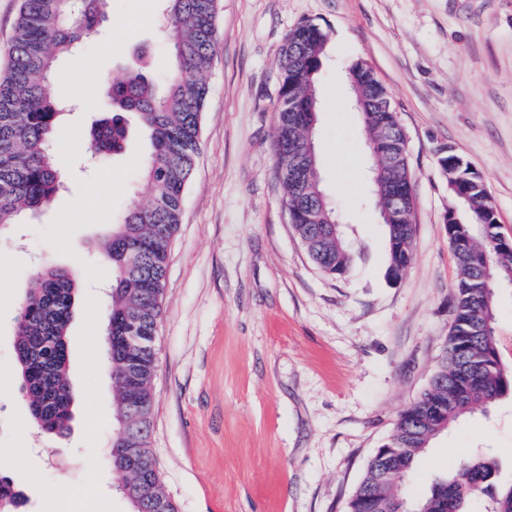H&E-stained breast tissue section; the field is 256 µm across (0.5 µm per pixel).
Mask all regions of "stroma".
Masks as SVG:
<instances>
[{"mask_svg":"<svg viewBox=\"0 0 512 512\" xmlns=\"http://www.w3.org/2000/svg\"><path fill=\"white\" fill-rule=\"evenodd\" d=\"M150 21L130 25L137 5ZM219 43L208 74L200 150L172 241L157 327L150 446L179 512H345L363 469L399 412L427 388L441 359L458 270L444 216L452 200L439 165L453 152L484 179L499 231L512 237V0H218ZM162 0H112L98 33L61 66L48 91L71 105L55 141L67 187L0 238V474L24 512H71V495L98 477L106 512H134L105 458L116 387L105 359L112 271L100 245L148 187L149 145L131 126L126 151L86 162L99 101L74 94L120 73L141 50L163 79ZM311 20L329 34L315 142L323 188L353 247L348 276L312 262L283 202L273 109L280 49ZM363 59L385 87L407 136L416 233L403 278L386 276V238L369 194V149L343 76ZM101 205L76 216L89 188ZM80 267L69 328L73 394L67 434L30 423L15 362V324L38 272ZM96 395V414L82 409ZM484 452L512 482V399L439 435L408 483Z\"/></svg>","mask_w":512,"mask_h":512,"instance_id":"35a3bbf8","label":"stroma"}]
</instances>
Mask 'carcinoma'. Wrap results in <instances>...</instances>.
Returning a JSON list of instances; mask_svg holds the SVG:
<instances>
[{
  "mask_svg": "<svg viewBox=\"0 0 512 512\" xmlns=\"http://www.w3.org/2000/svg\"><path fill=\"white\" fill-rule=\"evenodd\" d=\"M108 0H23L9 54L0 75V231L25 214L47 206L64 186L54 153V135L67 104L47 92L59 76V61L96 31ZM162 36L172 64L164 91L143 73L142 58L128 62L120 77L104 76L100 119L90 132L85 153L104 158L125 151L129 119L137 120L150 141L143 176L150 189L144 203L133 202L112 223L102 255L112 267L105 345L117 388V427L136 433L134 462L125 461L122 437L113 436L108 450L112 468L126 484L144 488L136 512H178L163 488L150 448L151 383L157 368L151 348L131 356L126 336L134 328L153 336L163 311L170 244L180 224L184 190L200 144L201 115L209 93L208 71L218 41L217 0H164ZM328 44L327 32L303 21L286 36L281 49L278 92L295 103L288 118L276 110V166L292 165L315 149L318 124L317 84ZM347 102L364 128L385 123L402 132L395 110L383 112L380 82L362 59L346 72ZM448 190L465 216L448 225V244L459 275L451 309V326L443 358L422 396L398 416L393 431L367 461L346 512H512V484L496 480L497 465L485 455L461 460L445 477L432 480L416 499L403 487L431 440L460 418L482 412L512 397V367L499 357L495 338L497 290L512 285V250L499 238L495 205L484 179L471 167L448 168ZM292 227L322 271L344 277L353 252L321 188L319 167L306 169L283 184ZM316 209L321 220L304 224L299 211ZM386 274L411 263L412 239L407 224H387ZM138 250V267L128 254ZM76 269L48 267L29 290L16 321V360L28 413L43 431L67 432L71 420L67 328L78 289ZM21 495L0 476V512H19Z\"/></svg>",
  "mask_w": 512,
  "mask_h": 512,
  "instance_id": "cac0c4a2",
  "label": "carcinoma"
}]
</instances>
